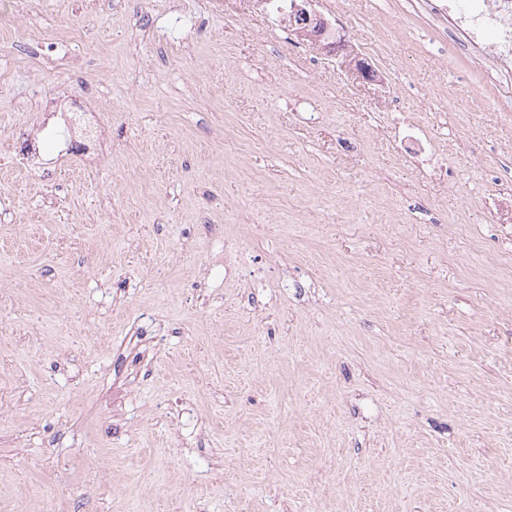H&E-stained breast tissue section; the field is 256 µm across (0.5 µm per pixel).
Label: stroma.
<instances>
[{"label":"stroma","instance_id":"35a3bbf8","mask_svg":"<svg viewBox=\"0 0 512 512\" xmlns=\"http://www.w3.org/2000/svg\"><path fill=\"white\" fill-rule=\"evenodd\" d=\"M339 4L336 55L259 0L0 30V512H512V104L406 0ZM69 92L65 87H60L53 96H44L41 99L42 111H48L44 113H55L53 118L60 121L69 131V149L82 156L85 160L93 161L97 156V141L98 136L88 135L86 133L85 118L78 117L77 113H91L84 112L80 106L77 105L76 100L69 97ZM60 101V107L58 102ZM62 101H67L64 108L61 107ZM84 123V124H83ZM90 162V161H89ZM395 134L397 135L400 146L403 147L406 154L421 161L432 160L434 153L430 143H428L419 123L413 118L404 116L397 117Z\"/></svg>","mask_w":512,"mask_h":512}]
</instances>
